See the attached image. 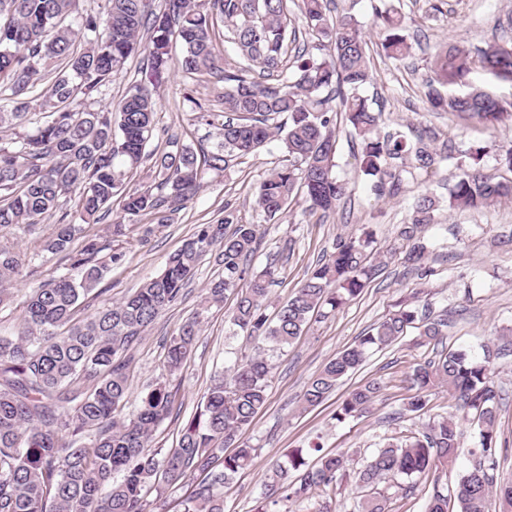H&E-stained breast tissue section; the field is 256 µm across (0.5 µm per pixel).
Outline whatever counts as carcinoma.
Here are the masks:
<instances>
[{
	"mask_svg": "<svg viewBox=\"0 0 512 512\" xmlns=\"http://www.w3.org/2000/svg\"><path fill=\"white\" fill-rule=\"evenodd\" d=\"M154 2L105 0L102 17L79 11V0H0V91L7 92L6 105L0 106V231L57 216L44 250L67 257L71 270L33 289L23 306L19 336L0 338V512H146L147 489L155 488L161 497L164 488L194 472L206 478L185 500L183 512H224V483L249 469L256 455L240 435L267 401L273 365L266 351L283 350L312 321L335 315L361 293L374 270L367 253L371 233L341 238L329 258L315 265L288 301L268 315L277 267L251 271L258 225L244 222L226 206L224 217L199 225L160 275L75 323L76 309L102 279L106 265L96 262L102 251L97 239L86 235L81 247L74 246L82 228L67 213L56 215L61 195L79 191V216L86 223L98 218L113 197H121L111 230L117 247L109 253V262L118 263L124 257L122 238L128 225L148 215L159 224L168 223L170 214L199 193L202 169L222 171L227 157L253 155L276 135L282 136L288 162L261 173L257 209L274 219L298 194L313 213L334 209L347 193L346 184L333 176L334 97L361 140L358 162L365 174L376 178V192L397 186L399 165L426 172L442 158L420 140L413 142L398 132L380 135L381 113L359 94L371 77L365 35L354 16L331 15L328 0H296L309 34L326 47L320 57L296 45L288 0H164L159 12ZM380 18L387 30V55L397 60L409 56L402 16L387 10ZM221 26L247 68L223 67L214 45ZM145 30L150 32L147 41L141 36ZM176 41L183 46L178 59L171 54ZM78 42L85 44L80 51L75 50ZM291 44L296 63L292 74ZM137 55L143 56L141 79L129 86L117 107L81 108L78 96L103 94L112 77ZM476 63L492 77L512 81V46L494 42L471 52L445 44L428 61L429 107L488 123L497 120L502 109L493 94L456 89ZM176 69L224 83L220 112L187 97L194 120L220 130L221 141L199 158L191 147L170 139L171 150L155 155L153 164L168 194L128 191L129 174L150 157L146 148L156 131L157 89ZM256 69L259 76L248 75ZM34 112L42 121L30 132H18ZM280 114L288 115V126L270 125V117ZM508 196L512 181L483 171H466L448 188L449 206L457 208L477 209ZM434 211L430 194L419 196L412 206L411 223L401 231L413 241L408 255L412 261L424 255L425 245L414 237L421 225L433 221ZM215 248L223 274L208 288L205 303L233 297L232 325L268 349L260 347L228 369L209 388L203 408L183 426L178 447L162 454L150 449V438L171 412L169 381L157 382L142 397L133 418H122L127 354L133 341L183 296L199 259ZM21 267V255L0 245V304L9 299V285ZM418 320L424 340L439 343L448 321L420 320L418 311L403 306L324 365L304 391L302 409L322 404L369 350L391 344ZM198 335L199 320L192 316L169 338V373L180 369ZM78 379L89 387L81 396L68 389ZM409 383L405 410L424 411L423 392L441 388L453 407L475 411L479 428V444L455 503L436 490L425 512H450L452 507L455 512H512V480L501 481L494 474L497 394L487 363L474 362L460 351L441 353L417 364ZM380 391L377 381L352 391L338 406L336 419L365 410ZM90 430L94 434L76 446L58 444L61 432L80 437ZM460 438L451 413L419 434L394 438L377 449L357 473L362 495L356 512H393L390 498L377 486L390 478L414 484L434 468H453ZM231 445L233 451L224 453ZM310 451L315 456L311 464L293 455L273 464L270 490L281 500L336 494L347 458L323 451L318 442Z\"/></svg>",
	"mask_w": 512,
	"mask_h": 512,
	"instance_id": "cac0c4a2",
	"label": "carcinoma"
}]
</instances>
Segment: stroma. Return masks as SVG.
Here are the masks:
<instances>
[{"label":"stroma","instance_id":"35a3bbf8","mask_svg":"<svg viewBox=\"0 0 512 512\" xmlns=\"http://www.w3.org/2000/svg\"><path fill=\"white\" fill-rule=\"evenodd\" d=\"M430 3L334 0L332 8L354 15L368 35L372 79L363 93L381 114L380 133L399 132L413 141L456 145L453 157L440 163L435 173L403 167L398 186L376 195L373 177L358 165L360 140L343 113H335L333 173L348 186L336 211L309 213L298 198L275 220L254 210L260 174L287 157L282 139L272 138L256 156L230 160L221 172L203 171L201 191L174 214L171 224L151 231L142 224L131 225L124 259L110 267L96 287L97 297L89 301L88 310L97 309L158 276L168 257L182 248L196 226L221 217L227 206L258 226L261 238L249 261L252 270L271 263L279 269L278 281L271 289L275 305L288 300L318 261L333 252L337 240L372 231L377 271L363 292L334 317L311 323L305 334L273 358L268 401L242 434L257 450L254 465L225 484L224 512H256L273 463L284 460L292 450L307 447L312 439H320L324 450L346 453L358 467L389 439L421 430L448 415V396L438 390L428 394L424 413L404 409L413 366L434 355L432 346L423 343L415 329L389 346L369 351L363 365L323 404L306 412L300 409L304 390L323 366L402 302L412 308H429L433 318L447 319L444 349L462 350L475 361H488L497 393L495 473L501 480L512 478V345L506 338L512 330V245L500 242L502 235L512 232V197L479 210L454 209L447 203L449 185L473 166L496 174L499 180L512 181V169L502 164L512 151V82L493 79L477 66L466 78L471 87L491 92L503 105L505 113L492 127L448 112L430 111L425 97L427 61L434 46L452 43L476 48L494 37L511 40L512 28L505 20L512 16V0H446L442 13L435 16L429 13ZM386 9L397 10L404 18L405 35L412 45L406 59L389 58L380 46L383 34L375 25L376 13ZM193 97L213 101L217 91L208 78L171 72L159 90L155 145H164L167 137L174 135L194 150L213 149L219 134L192 121L189 100ZM473 142L487 148L477 163L465 154ZM427 192L439 197L440 203L434 223L418 230L427 250L420 265L413 266L406 261L410 244L401 231L415 199ZM53 230L54 223L48 220L0 233V242L15 247L24 259L12 284V304L0 306L1 337L17 334L23 304L33 288L70 271L64 255L44 249ZM219 273L215 254L203 256L183 297L133 346L123 417L132 416L141 397L160 379H169L176 393L171 415L153 433L152 447H176L183 424L199 410L213 380L255 351L254 342L229 321L232 300L205 312L200 309L210 282ZM88 310L79 311L78 319H85ZM196 313L201 324L195 347L180 371L167 375L166 343L185 319ZM374 379L382 385L374 403L355 417L336 420V409L347 395ZM457 422L462 437L454 468L431 471L414 488L405 482L380 483V490L393 498L397 512H424L429 496L437 489L455 495L478 440L470 418L461 415ZM359 496L354 479L347 476L335 496H313L287 503L286 508L288 512H354Z\"/></svg>","mask_w":512,"mask_h":512}]
</instances>
